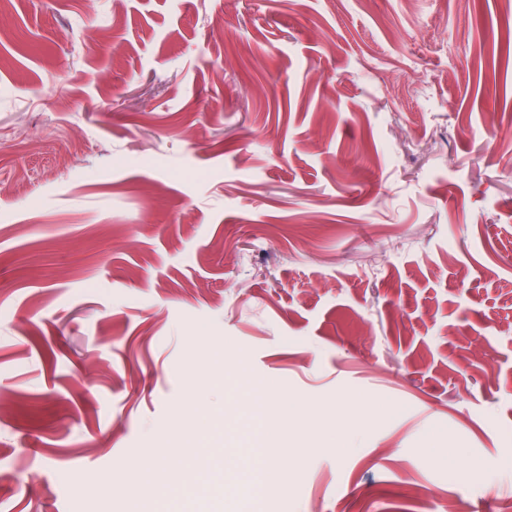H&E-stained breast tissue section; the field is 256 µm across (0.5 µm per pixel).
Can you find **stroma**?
<instances>
[{
    "instance_id": "stroma-1",
    "label": "stroma",
    "mask_w": 512,
    "mask_h": 512,
    "mask_svg": "<svg viewBox=\"0 0 512 512\" xmlns=\"http://www.w3.org/2000/svg\"><path fill=\"white\" fill-rule=\"evenodd\" d=\"M190 473L188 512L512 499V0L0 10V512Z\"/></svg>"
}]
</instances>
